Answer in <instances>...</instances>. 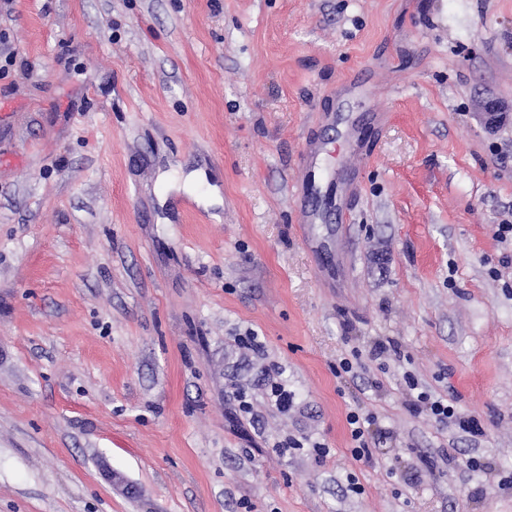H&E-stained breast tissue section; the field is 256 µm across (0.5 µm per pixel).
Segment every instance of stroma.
<instances>
[{"instance_id": "obj_1", "label": "stroma", "mask_w": 512, "mask_h": 512, "mask_svg": "<svg viewBox=\"0 0 512 512\" xmlns=\"http://www.w3.org/2000/svg\"><path fill=\"white\" fill-rule=\"evenodd\" d=\"M1 34L0 512H512V0H0ZM310 138L346 223L298 222ZM199 168L221 202L159 200ZM174 174H177V171H162L158 178L169 187H177L191 195L194 194L197 184L205 177L201 170H192L187 174L181 173L179 177H175ZM409 407L414 414L426 412L439 425L468 434L474 439L484 434L480 422L475 416L460 412L447 401L444 403L443 400L432 399L431 395L426 392H419ZM374 417L370 414H362L358 411H350L346 420L351 427V439L356 443L354 448H351L352 457L357 460H371L372 452L369 448L368 430L372 424Z\"/></svg>"}]
</instances>
